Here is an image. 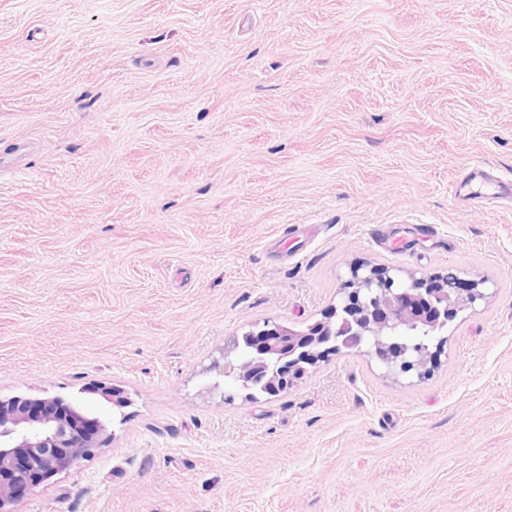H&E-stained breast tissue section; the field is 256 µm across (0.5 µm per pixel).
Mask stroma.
I'll list each match as a JSON object with an SVG mask.
<instances>
[{"label": "stroma", "mask_w": 512, "mask_h": 512, "mask_svg": "<svg viewBox=\"0 0 512 512\" xmlns=\"http://www.w3.org/2000/svg\"><path fill=\"white\" fill-rule=\"evenodd\" d=\"M473 167L512 179V0H0V396L106 437L14 512H512V204L457 202ZM363 264L485 297L422 371L226 390Z\"/></svg>", "instance_id": "obj_1"}]
</instances>
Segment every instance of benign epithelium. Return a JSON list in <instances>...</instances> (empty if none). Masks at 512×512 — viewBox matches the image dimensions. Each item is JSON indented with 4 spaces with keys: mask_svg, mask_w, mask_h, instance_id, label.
Listing matches in <instances>:
<instances>
[{
    "mask_svg": "<svg viewBox=\"0 0 512 512\" xmlns=\"http://www.w3.org/2000/svg\"><path fill=\"white\" fill-rule=\"evenodd\" d=\"M429 288L444 309L458 313L484 298L477 281L452 272L400 281L385 267L358 266L342 286L340 304L325 320L303 331L266 324L256 332L264 353L226 355L222 374L243 389L258 375L275 389H286L317 358L320 336L345 348H364L392 370L423 368L434 358L430 345L439 328L414 302ZM103 432L99 418L60 398L0 397V512H12L18 498L91 455Z\"/></svg>",
    "mask_w": 512,
    "mask_h": 512,
    "instance_id": "benign-epithelium-1",
    "label": "benign epithelium"
}]
</instances>
